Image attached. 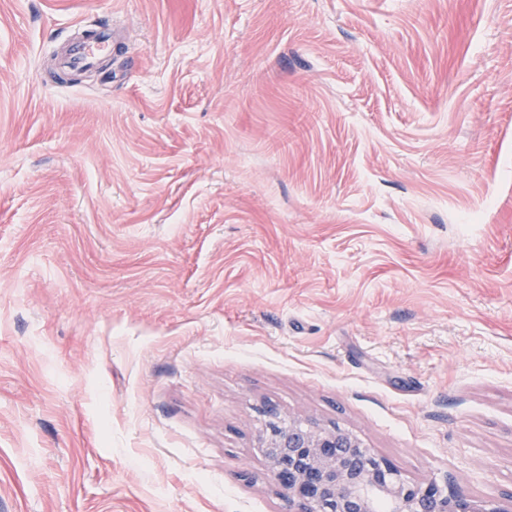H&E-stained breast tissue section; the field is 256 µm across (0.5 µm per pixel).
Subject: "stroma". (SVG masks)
Returning <instances> with one entry per match:
<instances>
[{"mask_svg":"<svg viewBox=\"0 0 512 512\" xmlns=\"http://www.w3.org/2000/svg\"><path fill=\"white\" fill-rule=\"evenodd\" d=\"M268 407L504 506L512 0H0V512H285ZM114 43L117 41L112 28L102 26L90 38L68 45L60 57V66L65 70L92 69Z\"/></svg>","mask_w":512,"mask_h":512,"instance_id":"35a3bbf8","label":"stroma"}]
</instances>
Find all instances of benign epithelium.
I'll return each mask as SVG.
<instances>
[{"label":"benign epithelium","instance_id":"obj_1","mask_svg":"<svg viewBox=\"0 0 512 512\" xmlns=\"http://www.w3.org/2000/svg\"><path fill=\"white\" fill-rule=\"evenodd\" d=\"M258 448L289 512H375L381 498L391 512H482L450 480L408 481L355 435L336 428L269 412Z\"/></svg>","mask_w":512,"mask_h":512}]
</instances>
